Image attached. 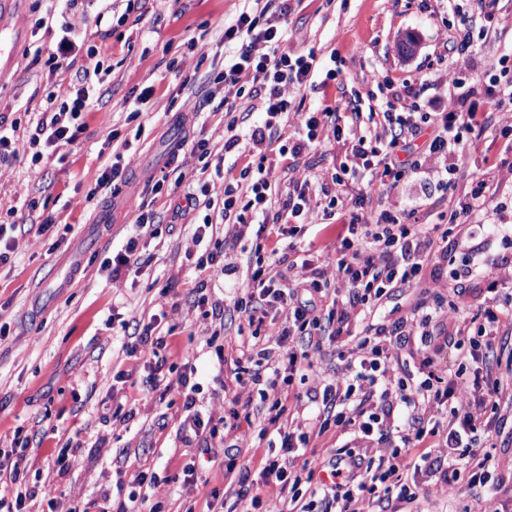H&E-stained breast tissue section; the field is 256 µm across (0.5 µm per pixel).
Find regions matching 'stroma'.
Instances as JSON below:
<instances>
[{"mask_svg": "<svg viewBox=\"0 0 512 512\" xmlns=\"http://www.w3.org/2000/svg\"><path fill=\"white\" fill-rule=\"evenodd\" d=\"M254 6V0H143L141 9L129 13L123 0H12L0 13V125L16 128V156L0 163V221L19 226L14 250L0 262V326L6 331L0 339V446L29 439L41 478L56 487L66 506L80 510L99 502L105 512H115L119 488L147 469L159 481L149 501L160 512H184L190 503L196 512L248 507L238 498V476L257 470L267 439L253 438L230 472L223 453L185 438L178 431L183 397L143 392L142 359L127 354L131 339L112 316L163 314L162 326L171 332L164 352L168 379L193 367L197 404L228 409L224 396L236 388L235 364L256 338L243 319L225 323L214 337L205 331L200 310L191 306L193 289L207 281L209 301L227 305L235 293L223 280H208L196 257L206 249L225 252L241 265L253 255L256 237L227 250L219 233L196 246L192 226L202 221L204 209L175 214L186 205L187 185L160 197L146 181L197 175L195 139L207 140L216 153L223 148V112L200 109L199 101L211 88L209 70L224 66L225 25ZM49 11L52 22L34 29ZM123 12L127 22L116 25L113 14ZM463 18L482 27L483 35L469 50H449L450 27ZM65 19L83 24L97 51L53 71L47 60ZM287 28L291 50L342 62L339 84L302 90L304 108L345 102L355 92L364 100L377 96L371 82L377 70L395 84L425 86L427 95L449 106L456 89L438 83L439 75L451 72L471 81L489 60L512 50V0H471L459 14L449 11L446 0H294ZM410 35L418 47L409 55L401 45ZM86 74L95 91L76 142L31 165L30 137L46 96L70 98ZM148 86L151 97L139 101ZM136 109L143 133L125 151L121 137ZM118 149L131 185L114 197L97 190L96 180ZM500 149L498 133L489 127L462 158L467 175L490 186L493 207L478 216L485 223L512 222V177L499 168ZM348 151L347 142L326 139L296 160L294 172L276 169L280 189H287L292 176L331 180ZM367 193L366 217L404 208L413 198L424 222L438 221L454 198L418 175L391 190L370 186ZM34 199L39 206L33 210ZM141 208L163 218L140 236L146 264L138 274L111 279L102 262L122 246ZM49 215L56 222L44 235L25 232V225ZM123 401L137 408L125 423L112 418ZM70 440L80 445V462L62 473L54 460ZM187 465L197 470L196 486L180 480Z\"/></svg>", "mask_w": 512, "mask_h": 512, "instance_id": "35a3bbf8", "label": "stroma"}]
</instances>
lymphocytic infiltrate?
I'll use <instances>...</instances> for the list:
<instances>
[{
  "instance_id": "f902f5d3",
  "label": "lymphocytic infiltrate",
  "mask_w": 512,
  "mask_h": 512,
  "mask_svg": "<svg viewBox=\"0 0 512 512\" xmlns=\"http://www.w3.org/2000/svg\"><path fill=\"white\" fill-rule=\"evenodd\" d=\"M291 0H264L254 11H241L224 29V42L232 53L215 83L224 87L227 117L224 148L212 155L205 141L196 147L203 159H214L209 178L199 184L198 193L189 194L191 206H204L202 224L196 225L192 240L201 243L225 224L232 240H240L250 226L268 233L271 245H256L258 257L247 267V279L232 310L249 324L265 326L272 347H251L241 367L238 388L231 398L230 415L202 413L194 398H185L182 431L193 432L204 443L219 440L221 445L243 447L253 437L251 425L241 420V410L249 409L253 397L265 404V428L279 437L277 447L267 448L250 498L252 512H258L263 493H272L285 512H370L391 499L420 504L426 498L428 481L448 487L466 485L469 497L462 512H482L485 496L512 493V476L493 455L501 434L500 412L512 413V351L505 335L512 333V308L501 306L496 293L512 288V259L503 257L485 264L479 271L486 281L488 297L476 309L456 316L452 335L436 341L428 326L432 313L422 305L410 307L395 321L366 323L367 313L382 309L395 294L429 283L442 287L441 278L425 279L427 267L441 268L451 260L448 233L437 224H418L416 209L408 212L381 211L377 218L362 216L364 195L345 199L337 188L345 180L369 173L380 186H396L406 168L397 154L399 144L425 137V148L415 160V168H426L444 188L457 185L460 166L452 158L468 135L481 134L490 114L512 106V56L502 55L475 77L482 84V97H474L466 84H459V105L440 107L427 100L423 111H396L379 114L381 135L361 134L360 102L352 100L349 113L327 105L304 110L296 96L313 79L322 84L337 81L342 71L336 64H323L315 54L288 50L284 22ZM89 84H81L71 101L57 102L47 97L32 144L39 150L32 163L45 152L73 144L82 126L90 99ZM248 107L238 108L240 99ZM263 112L262 124L252 120L253 112ZM294 123L297 134L287 139L283 130ZM345 140L350 151L336 178V190L317 187L313 178L294 181L286 193H279L274 178L273 156L296 159L328 138ZM239 162L233 177H226V161ZM342 218L336 236L332 270L314 265L297 254L292 241L300 225L312 220ZM284 254L286 270H274L265 255ZM365 326L349 351L344 368L323 377L312 354L320 348V337L350 334L357 321ZM128 336L149 349L143 363L151 389L185 387L189 374L177 381L166 380V345L157 318L136 315L122 319ZM418 338L423 378L416 385L393 379L400 364L399 353L410 338ZM469 340L460 349L461 361L472 371L444 363L440 354L458 338ZM505 357L506 370H497L491 358ZM318 377L309 400L315 404L316 422L299 423L283 429L285 402L295 378ZM449 407L452 418L440 424L437 414ZM402 413L403 428H395L391 417ZM348 428L357 439L356 447L332 456L326 468L331 483L314 484L313 471L303 462L311 437L322 436L330 425ZM27 443L0 448V512H28L30 501L46 500L51 512H63L64 503L53 485L28 484L30 471Z\"/></svg>"
}]
</instances>
